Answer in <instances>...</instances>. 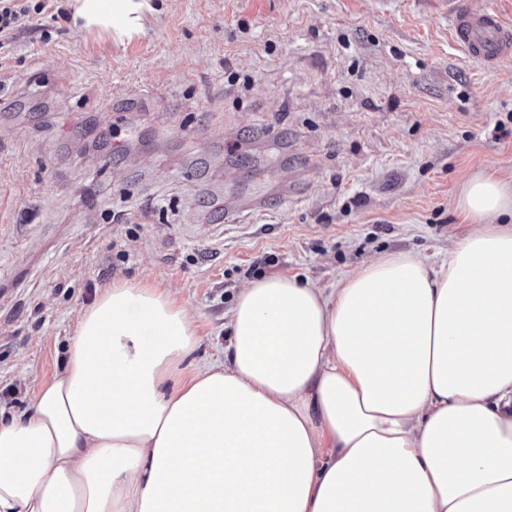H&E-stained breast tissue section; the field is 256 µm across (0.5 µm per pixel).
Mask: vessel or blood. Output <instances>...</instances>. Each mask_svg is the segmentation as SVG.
<instances>
[{"label":"vessel or blood","instance_id":"b4317fda","mask_svg":"<svg viewBox=\"0 0 512 512\" xmlns=\"http://www.w3.org/2000/svg\"><path fill=\"white\" fill-rule=\"evenodd\" d=\"M450 20L453 40L468 58L490 68L512 60V26L498 12L474 13L458 0Z\"/></svg>","mask_w":512,"mask_h":512}]
</instances>
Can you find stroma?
Instances as JSON below:
<instances>
[{"label":"stroma","instance_id":"35a3bbf8","mask_svg":"<svg viewBox=\"0 0 512 512\" xmlns=\"http://www.w3.org/2000/svg\"><path fill=\"white\" fill-rule=\"evenodd\" d=\"M511 112L512 62L466 57L448 0H163L121 44L22 18L0 49V416L114 279L177 289L191 370L223 359L245 281L436 256L460 184L512 177L491 134Z\"/></svg>","mask_w":512,"mask_h":512}]
</instances>
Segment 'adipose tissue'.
I'll list each match as a JSON object with an SVG mask.
<instances>
[{
    "instance_id": "1",
    "label": "adipose tissue",
    "mask_w": 512,
    "mask_h": 512,
    "mask_svg": "<svg viewBox=\"0 0 512 512\" xmlns=\"http://www.w3.org/2000/svg\"><path fill=\"white\" fill-rule=\"evenodd\" d=\"M116 41L152 0H70ZM447 257L237 291L224 359L169 289L113 280L0 419V512H512V180L469 176Z\"/></svg>"
}]
</instances>
